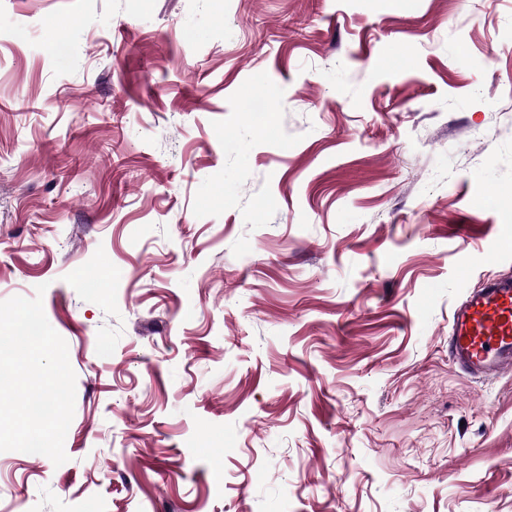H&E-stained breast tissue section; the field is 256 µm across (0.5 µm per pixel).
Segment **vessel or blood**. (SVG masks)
I'll return each instance as SVG.
<instances>
[{"instance_id":"1","label":"vessel or blood","mask_w":512,"mask_h":512,"mask_svg":"<svg viewBox=\"0 0 512 512\" xmlns=\"http://www.w3.org/2000/svg\"><path fill=\"white\" fill-rule=\"evenodd\" d=\"M448 357L464 374L512 372V277H492L455 306Z\"/></svg>"}]
</instances>
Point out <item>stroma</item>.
I'll return each instance as SVG.
<instances>
[{
	"label": "stroma",
	"mask_w": 512,
	"mask_h": 512,
	"mask_svg": "<svg viewBox=\"0 0 512 512\" xmlns=\"http://www.w3.org/2000/svg\"><path fill=\"white\" fill-rule=\"evenodd\" d=\"M510 224L512 0H0V301L76 376L0 512H512L448 360Z\"/></svg>",
	"instance_id": "obj_1"
}]
</instances>
